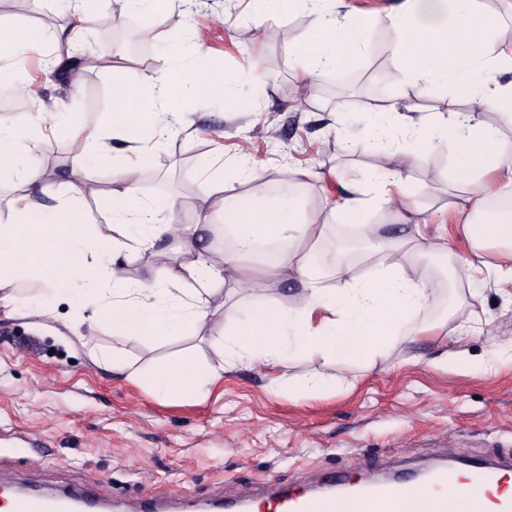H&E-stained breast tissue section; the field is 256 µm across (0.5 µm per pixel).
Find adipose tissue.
<instances>
[{"instance_id":"adipose-tissue-1","label":"adipose tissue","mask_w":512,"mask_h":512,"mask_svg":"<svg viewBox=\"0 0 512 512\" xmlns=\"http://www.w3.org/2000/svg\"><path fill=\"white\" fill-rule=\"evenodd\" d=\"M270 2L271 10L253 16V24L275 23L300 10L310 18L311 40L296 43L293 49L302 74L295 98L300 107L307 104L314 80L344 64L347 52L360 50L369 32L381 22L375 12L350 22L339 16L336 0ZM390 21L394 58L415 65L414 94L426 93L428 71L433 68L448 81L455 97L472 102L471 112H452L429 122L412 115L402 99L389 100L380 115L384 125L399 127L402 137L383 140L378 130L371 128L353 139L356 149L381 154L386 163L381 170L382 188H357L338 198L331 212L306 219L292 203L276 197L263 196L240 207V183L259 179L265 171L261 162L243 157L235 178L220 177L211 184L212 192L224 199V228L235 242L233 249L220 256L191 249L183 261L173 263L165 252L155 251L156 241L167 236L191 239L199 227L174 223L160 208L132 204L140 173L136 162L112 168V208L120 219L115 233L70 223L64 207L34 206L31 197L40 188L41 174L27 163L26 135L22 129L0 122V170L18 173L15 221L0 225V308L17 311L21 301L17 285L37 280L44 293L69 304L73 332L109 324L112 347L96 352L95 357L122 370L127 366L123 347L129 341L148 335L159 339L185 336L208 324L212 294L228 280L237 289L249 288V258L258 245L275 242L282 246L275 270L280 276L297 278L300 288L285 309L257 306L244 321L234 310H225L224 330L212 339L220 356L261 368L270 375L275 389L284 382L280 369L290 355L312 354L334 362L377 359L384 355L400 324L427 305L436 284L418 276L416 268L429 256L446 253L447 237L416 234L409 256L404 253V241L379 238L378 259L370 271L354 276L345 265H338V284L333 288L322 285L304 243L320 234L331 213L354 219L373 207L402 206L407 166L445 141L454 148L455 181L469 188L458 205L469 247L460 261L469 267L485 266L488 276L512 283V202L498 208L492 205L504 196L512 199V140L482 118L486 111L512 118V43L495 44L496 19L487 12L485 0H402ZM58 38L56 31L44 26L21 38L13 26L1 24L0 82H13L16 61L28 45ZM232 81L231 75L205 65L193 68L176 89L165 77L153 73L143 74L136 83L115 82L112 95L120 108L113 121L128 151L144 153L149 130L184 124L188 98ZM132 96L150 100L153 119L129 110L126 102ZM21 226L29 232L28 248L23 252L13 243ZM493 247L501 251L503 261L484 265L483 256ZM139 248L154 250L160 271L152 280L132 288L115 279L101 256ZM75 279L82 280V287H72ZM217 375V369L179 360L157 372L151 388L175 398L198 397Z\"/></svg>"}]
</instances>
